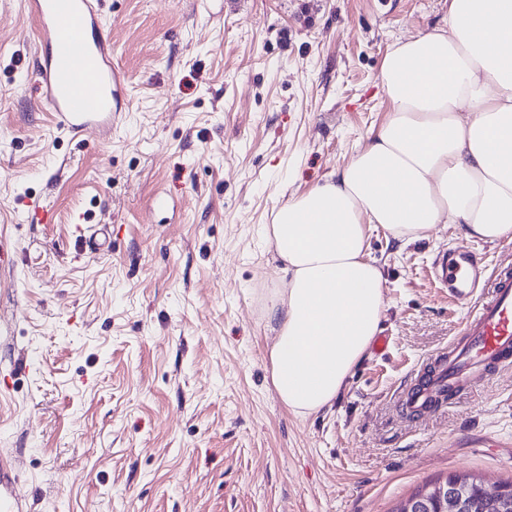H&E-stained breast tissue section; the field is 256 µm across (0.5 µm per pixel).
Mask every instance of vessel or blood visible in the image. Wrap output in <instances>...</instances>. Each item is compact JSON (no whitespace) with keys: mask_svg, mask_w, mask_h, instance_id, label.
<instances>
[{"mask_svg":"<svg viewBox=\"0 0 512 512\" xmlns=\"http://www.w3.org/2000/svg\"><path fill=\"white\" fill-rule=\"evenodd\" d=\"M43 59L41 102L58 129L76 136L95 128L112 131L114 94L125 79L112 61L98 0H28ZM449 299L468 310L461 337L438 369L408 396L412 409L429 407L434 395L472 384L474 372L512 359V265L487 272L469 252L448 250L433 262ZM14 464L0 454V512H25Z\"/></svg>","mask_w":512,"mask_h":512,"instance_id":"1","label":"vessel or blood"}]
</instances>
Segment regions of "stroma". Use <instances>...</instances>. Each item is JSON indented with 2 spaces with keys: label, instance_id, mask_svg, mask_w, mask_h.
I'll list each match as a JSON object with an SVG mask.
<instances>
[{
  "label": "stroma",
  "instance_id": "obj_1",
  "mask_svg": "<svg viewBox=\"0 0 512 512\" xmlns=\"http://www.w3.org/2000/svg\"><path fill=\"white\" fill-rule=\"evenodd\" d=\"M99 2L126 83L111 136L74 138L40 104L35 20L0 0V449L26 512H395L451 474L511 482L512 365L402 410L467 314L432 262L463 244L512 263L511 240L374 232L389 353L329 410L288 411L268 359L266 225L386 119L384 55L448 0Z\"/></svg>",
  "mask_w": 512,
  "mask_h": 512
}]
</instances>
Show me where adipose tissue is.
<instances>
[{
  "label": "adipose tissue",
  "mask_w": 512,
  "mask_h": 512,
  "mask_svg": "<svg viewBox=\"0 0 512 512\" xmlns=\"http://www.w3.org/2000/svg\"><path fill=\"white\" fill-rule=\"evenodd\" d=\"M379 75L387 119L267 230L288 274L267 307L272 383L299 417L332 407L379 332L372 231L401 247L439 224L512 240V0H448L446 26L396 41Z\"/></svg>",
  "instance_id": "1"
}]
</instances>
